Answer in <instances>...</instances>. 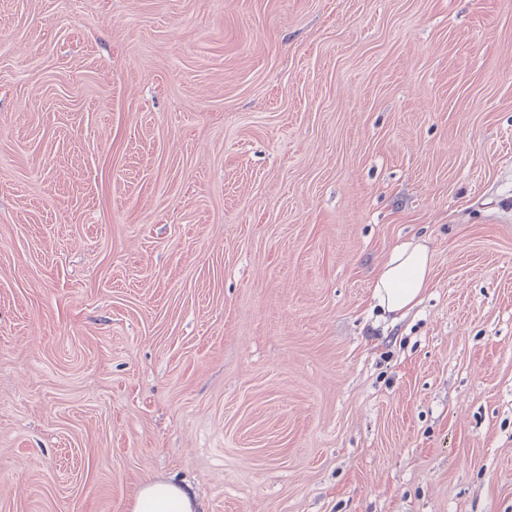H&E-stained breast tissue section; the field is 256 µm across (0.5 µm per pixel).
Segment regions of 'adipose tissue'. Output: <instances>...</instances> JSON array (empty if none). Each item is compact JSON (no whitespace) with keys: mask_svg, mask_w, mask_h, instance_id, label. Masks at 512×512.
Here are the masks:
<instances>
[{"mask_svg":"<svg viewBox=\"0 0 512 512\" xmlns=\"http://www.w3.org/2000/svg\"><path fill=\"white\" fill-rule=\"evenodd\" d=\"M431 256L425 240L415 239L394 247L381 265L373 285L378 307L401 317L422 300L431 281ZM189 488L153 478L139 488L129 512H198Z\"/></svg>","mask_w":512,"mask_h":512,"instance_id":"adipose-tissue-1","label":"adipose tissue"}]
</instances>
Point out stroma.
Here are the masks:
<instances>
[{
  "instance_id": "1",
  "label": "stroma",
  "mask_w": 512,
  "mask_h": 512,
  "mask_svg": "<svg viewBox=\"0 0 512 512\" xmlns=\"http://www.w3.org/2000/svg\"><path fill=\"white\" fill-rule=\"evenodd\" d=\"M156 477L512 512V0H0V512ZM431 273V256L425 239L394 247L379 268L373 285L378 307L394 319L406 315L421 302Z\"/></svg>"
}]
</instances>
